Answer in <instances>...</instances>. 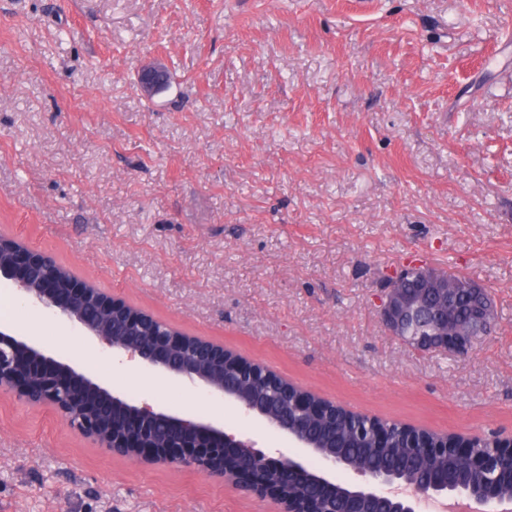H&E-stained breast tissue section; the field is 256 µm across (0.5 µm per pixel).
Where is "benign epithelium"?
<instances>
[{"label":"benign epithelium","instance_id":"benign-epithelium-1","mask_svg":"<svg viewBox=\"0 0 512 512\" xmlns=\"http://www.w3.org/2000/svg\"><path fill=\"white\" fill-rule=\"evenodd\" d=\"M144 94L167 90V68L146 66L139 77ZM60 266L15 239H0V279L24 297L68 321L85 335L117 353L139 357L153 368L201 385L236 401L248 415L309 448L327 465L339 463L365 479L366 486L336 488L324 474L302 461L270 457L249 441L236 438L210 422L156 411L111 393L30 343L24 336L0 329V394H13L55 408L71 430L97 439L105 447L133 459H148L174 469L216 473L261 497H273L283 512H416L427 500L448 499L450 512H512V497L497 493L490 475L503 457L512 459V434L497 437L491 448L476 450L480 437L454 449L477 478L453 487L446 477H405L395 469H370L359 461L343 462L320 447L325 404L303 390L288 399V383L262 366L244 361L224 366L223 348L179 334L156 322L153 332L128 336V306L109 299L86 283L67 280L56 286ZM467 293L464 313L454 294ZM385 330L420 353L463 355L474 340L495 323L491 294L468 277L418 262H408L388 276L377 297ZM96 404L87 406V398Z\"/></svg>","mask_w":512,"mask_h":512}]
</instances>
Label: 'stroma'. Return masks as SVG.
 <instances>
[{
  "instance_id": "1",
  "label": "stroma",
  "mask_w": 512,
  "mask_h": 512,
  "mask_svg": "<svg viewBox=\"0 0 512 512\" xmlns=\"http://www.w3.org/2000/svg\"><path fill=\"white\" fill-rule=\"evenodd\" d=\"M173 79L154 98L143 66ZM0 235L345 410L512 432V0H0ZM415 260L493 295L468 355L384 329ZM109 391L320 457L127 368L27 303L8 326ZM0 512H282L0 396Z\"/></svg>"
}]
</instances>
